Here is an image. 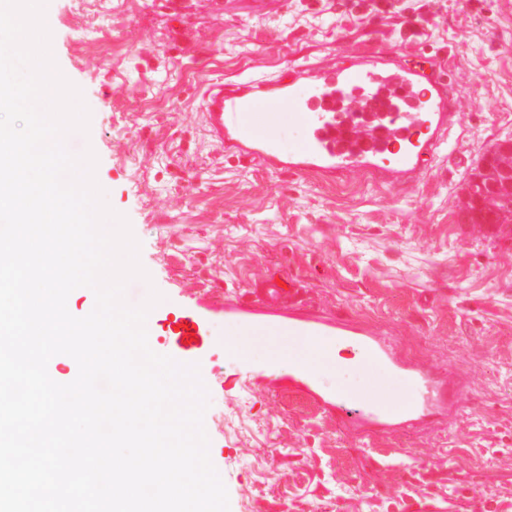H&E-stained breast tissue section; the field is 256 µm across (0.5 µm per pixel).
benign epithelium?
Here are the masks:
<instances>
[{"label": "benign epithelium", "instance_id": "1", "mask_svg": "<svg viewBox=\"0 0 512 512\" xmlns=\"http://www.w3.org/2000/svg\"><path fill=\"white\" fill-rule=\"evenodd\" d=\"M479 170L490 173L488 179L475 178L465 186L466 203L482 214L489 224L496 223L493 203L512 207V143H500L496 152L487 154Z\"/></svg>", "mask_w": 512, "mask_h": 512}]
</instances>
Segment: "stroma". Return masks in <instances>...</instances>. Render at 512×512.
<instances>
[{"label": "stroma", "mask_w": 512, "mask_h": 512, "mask_svg": "<svg viewBox=\"0 0 512 512\" xmlns=\"http://www.w3.org/2000/svg\"><path fill=\"white\" fill-rule=\"evenodd\" d=\"M431 8L438 29L410 41L344 0H226L220 12L212 0H51L54 59L91 112L88 134H71L68 147L94 150L97 181L152 278L129 284V302L153 286L168 309L202 287L231 295L283 268L325 315L388 340L451 391V408L368 437L343 412L265 391L255 377L276 352L253 336L244 356L225 351L224 319L214 318L200 361L204 425L230 512H400L406 491L433 498L411 484L425 471L468 481L512 512V235L464 211L472 168L512 140V0ZM376 50L432 55L460 92L450 141L416 185L273 173L205 137L209 82ZM323 381L382 388L390 404L406 392L350 363ZM373 452L394 468L375 469Z\"/></svg>", "instance_id": "35a3bbf8"}]
</instances>
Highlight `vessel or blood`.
Returning <instances> with one entry per match:
<instances>
[{
    "mask_svg": "<svg viewBox=\"0 0 512 512\" xmlns=\"http://www.w3.org/2000/svg\"><path fill=\"white\" fill-rule=\"evenodd\" d=\"M427 62L421 55L392 63L381 53L349 65L319 66L312 78L297 70L286 79L213 84L203 94V130L221 152L279 173H315L333 181L366 172L378 183L410 187L436 162L458 109L454 85L444 75H427ZM296 123L306 134L295 148L282 151L276 134ZM219 312L247 336L258 332L315 343L309 359L266 373L260 385L307 395L326 412L347 404L353 424L366 433L419 419L436 398L425 372L400 363L385 340L325 320L292 277L283 284L272 278L254 283L243 298L220 301L213 291H198L165 315L169 356L194 362L208 346V322ZM340 342L353 347L378 378L403 382L407 399L392 406L367 393L323 387L320 375L335 364Z\"/></svg>",
    "mask_w": 512,
    "mask_h": 512,
    "instance_id": "vessel-or-blood-1",
    "label": "vessel or blood"
}]
</instances>
